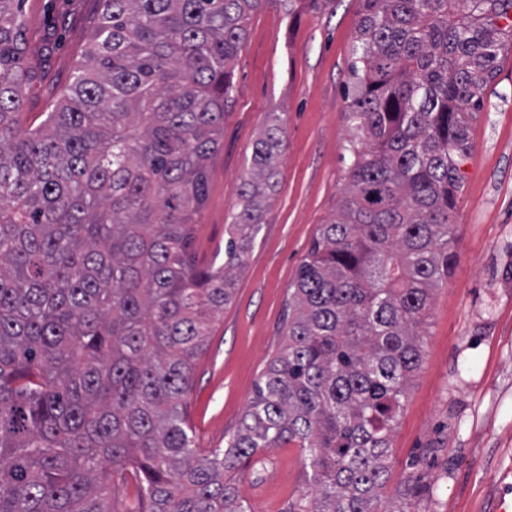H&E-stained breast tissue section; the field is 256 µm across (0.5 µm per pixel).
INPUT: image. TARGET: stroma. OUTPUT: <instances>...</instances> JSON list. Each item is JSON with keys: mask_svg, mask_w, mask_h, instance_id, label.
I'll list each match as a JSON object with an SVG mask.
<instances>
[{"mask_svg": "<svg viewBox=\"0 0 512 512\" xmlns=\"http://www.w3.org/2000/svg\"><path fill=\"white\" fill-rule=\"evenodd\" d=\"M98 0H27L31 67L22 120L39 121L75 74ZM358 0H264L234 63L235 100L208 169L207 200L191 240L197 267L221 265L236 189L255 141L284 127L278 184L236 272V292L195 361L188 409L201 448L224 447L281 343L288 290L348 182L344 118ZM455 215L457 261L419 327L422 361L391 442L383 505L400 512H492L512 499V51L499 59L472 122ZM304 482L300 448L255 455L235 485L250 512H288Z\"/></svg>", "mask_w": 512, "mask_h": 512, "instance_id": "1", "label": "stroma"}]
</instances>
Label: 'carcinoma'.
<instances>
[{
  "mask_svg": "<svg viewBox=\"0 0 512 512\" xmlns=\"http://www.w3.org/2000/svg\"><path fill=\"white\" fill-rule=\"evenodd\" d=\"M262 2L101 0L73 80L24 127L26 0H0V512H248L234 473L287 442L307 467L288 512H381L512 0H360L348 184L237 433L199 448L194 361L233 298L283 146L278 123L257 139L224 263L198 269L191 231ZM130 476L136 497L119 511L105 481Z\"/></svg>",
  "mask_w": 512,
  "mask_h": 512,
  "instance_id": "cac0c4a2",
  "label": "carcinoma"
}]
</instances>
